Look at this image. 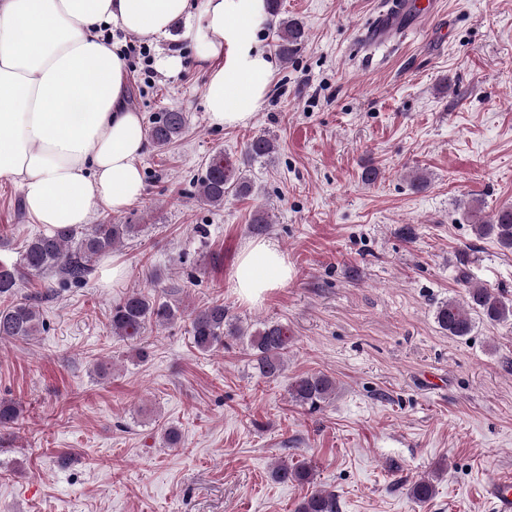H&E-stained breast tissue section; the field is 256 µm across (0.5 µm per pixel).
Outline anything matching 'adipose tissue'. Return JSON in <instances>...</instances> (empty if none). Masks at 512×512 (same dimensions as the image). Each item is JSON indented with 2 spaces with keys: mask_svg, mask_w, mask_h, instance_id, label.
Wrapping results in <instances>:
<instances>
[{
  "mask_svg": "<svg viewBox=\"0 0 512 512\" xmlns=\"http://www.w3.org/2000/svg\"><path fill=\"white\" fill-rule=\"evenodd\" d=\"M264 0H0V180L19 186L46 229L87 224L96 207L120 212L143 197L140 113L125 104L126 62L101 28L195 38L209 73L206 110L217 127L246 124L271 76L253 50ZM291 278L278 245L248 242L232 272L246 304Z\"/></svg>",
  "mask_w": 512,
  "mask_h": 512,
  "instance_id": "ef3b65f1",
  "label": "adipose tissue"
}]
</instances>
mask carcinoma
<instances>
[{
    "instance_id": "cac0c4a2",
    "label": "carcinoma",
    "mask_w": 512,
    "mask_h": 512,
    "mask_svg": "<svg viewBox=\"0 0 512 512\" xmlns=\"http://www.w3.org/2000/svg\"><path fill=\"white\" fill-rule=\"evenodd\" d=\"M306 33L304 23L296 18L279 21L274 47L283 62H288L302 47ZM185 117L176 110L160 112L146 129L152 144L164 150L183 134ZM275 151L274 139L259 135L247 142L245 162L264 159ZM253 182L235 164L222 155L214 156L197 178V197L210 206H220L231 197H249ZM142 224H92L82 233L74 228H59L28 240L19 257L11 264L0 263V296L14 295L19 281L41 277L49 271L58 273L64 282L81 283L92 273L93 261L143 231ZM475 233L491 238L503 248L512 250V207L496 211L489 220H476ZM465 290L461 300L450 298L438 305L435 319L451 336H468L476 321L503 323L512 321V300L472 281L466 269L456 275ZM179 308L164 297H150L133 291L112 307V333L126 341H136L148 325L162 328L178 318ZM38 295L16 299L0 308V340L26 342L37 335L44 322L40 320ZM194 346L210 352L224 345L227 338H248V350L259 374L269 380L280 378L288 365V349L292 336L279 323H266L255 330L233 317L224 304L213 302L194 312L190 330ZM336 393V382L325 374L296 377L288 386L293 402L312 411L321 409ZM272 478L280 483H303L310 480L306 464L286 460L274 466ZM433 480L422 478L410 487L409 495L418 503L435 497ZM296 512H339L336 492L315 488L296 506Z\"/></svg>"
}]
</instances>
